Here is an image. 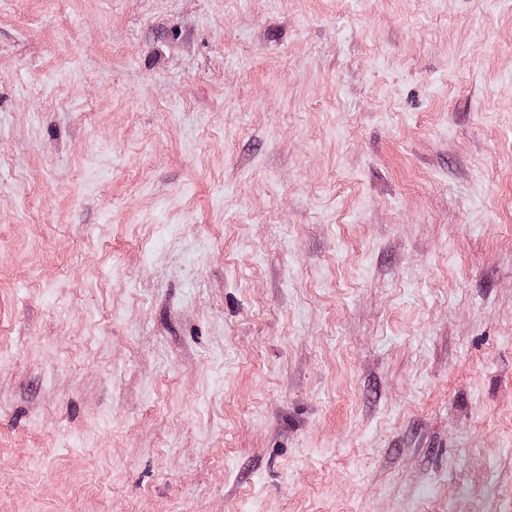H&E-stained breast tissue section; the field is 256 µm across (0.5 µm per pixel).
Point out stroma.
I'll list each match as a JSON object with an SVG mask.
<instances>
[{"label": "stroma", "instance_id": "obj_1", "mask_svg": "<svg viewBox=\"0 0 512 512\" xmlns=\"http://www.w3.org/2000/svg\"><path fill=\"white\" fill-rule=\"evenodd\" d=\"M0 512H512V0H0Z\"/></svg>", "mask_w": 512, "mask_h": 512}]
</instances>
